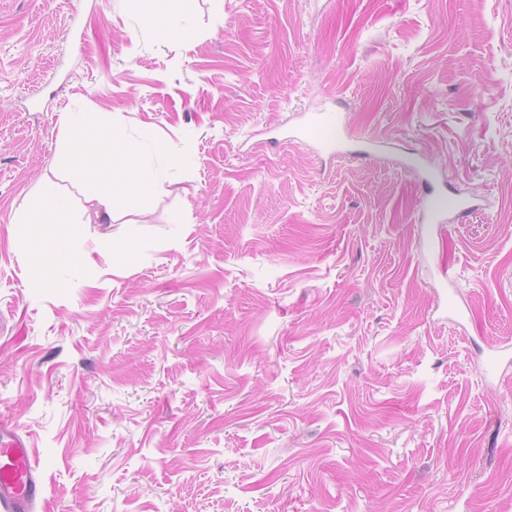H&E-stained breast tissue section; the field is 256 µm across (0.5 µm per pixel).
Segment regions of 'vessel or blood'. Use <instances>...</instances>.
Wrapping results in <instances>:
<instances>
[{
  "label": "vessel or blood",
  "instance_id": "1",
  "mask_svg": "<svg viewBox=\"0 0 512 512\" xmlns=\"http://www.w3.org/2000/svg\"><path fill=\"white\" fill-rule=\"evenodd\" d=\"M345 122L340 111L321 112L295 129L292 137L311 141L320 152L332 157L352 156L356 150L343 138ZM53 461L50 455L35 458L12 421L1 419L0 512H37L43 496L40 471Z\"/></svg>",
  "mask_w": 512,
  "mask_h": 512
}]
</instances>
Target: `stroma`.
Masks as SVG:
<instances>
[{
	"mask_svg": "<svg viewBox=\"0 0 512 512\" xmlns=\"http://www.w3.org/2000/svg\"><path fill=\"white\" fill-rule=\"evenodd\" d=\"M176 8L188 36L148 0H0V416L55 453L39 512H501L512 0ZM335 106L372 157L271 144ZM67 112L163 190L82 223L112 162L76 177ZM444 187L473 209L438 228ZM49 188L69 223H20ZM39 234L74 271L34 275ZM103 134L112 150L113 169L118 168L127 175H133L136 178L137 189L142 194L157 193L162 186L160 176L144 167L141 149L124 139L112 136L110 126H104Z\"/></svg>",
	"mask_w": 512,
	"mask_h": 512,
	"instance_id": "35a3bbf8",
	"label": "stroma"
}]
</instances>
